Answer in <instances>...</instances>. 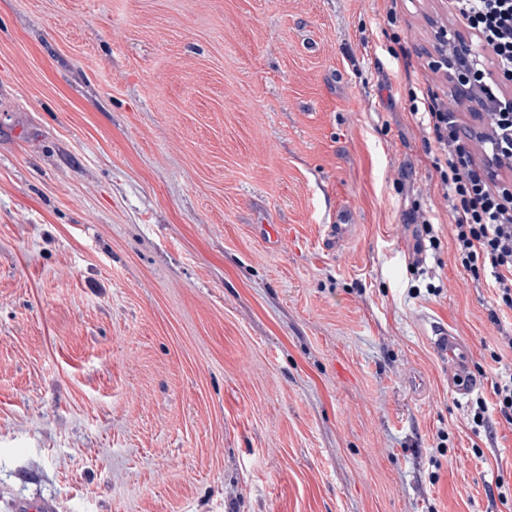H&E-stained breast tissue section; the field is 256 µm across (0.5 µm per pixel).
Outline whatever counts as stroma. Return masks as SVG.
Wrapping results in <instances>:
<instances>
[{
	"label": "stroma",
	"instance_id": "35a3bbf8",
	"mask_svg": "<svg viewBox=\"0 0 512 512\" xmlns=\"http://www.w3.org/2000/svg\"><path fill=\"white\" fill-rule=\"evenodd\" d=\"M445 11L0 0V512H512V314L404 106ZM432 332L437 347L448 354L451 388L459 394L470 393L477 386V377L471 372L463 342L446 328L436 327ZM493 393L499 414L507 423L512 424V374L509 378L501 376L499 381H495Z\"/></svg>",
	"mask_w": 512,
	"mask_h": 512
}]
</instances>
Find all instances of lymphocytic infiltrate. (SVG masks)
Returning <instances> with one entry per match:
<instances>
[{
	"label": "lymphocytic infiltrate",
	"instance_id": "1",
	"mask_svg": "<svg viewBox=\"0 0 512 512\" xmlns=\"http://www.w3.org/2000/svg\"><path fill=\"white\" fill-rule=\"evenodd\" d=\"M454 15L476 38L475 50H449L448 63L466 87L471 110L489 127L476 158L460 112L433 92L409 93L426 140L439 155L433 167L454 241V261L474 282L495 290L499 311H512V179L492 181L498 166L512 171V0H452Z\"/></svg>",
	"mask_w": 512,
	"mask_h": 512
}]
</instances>
